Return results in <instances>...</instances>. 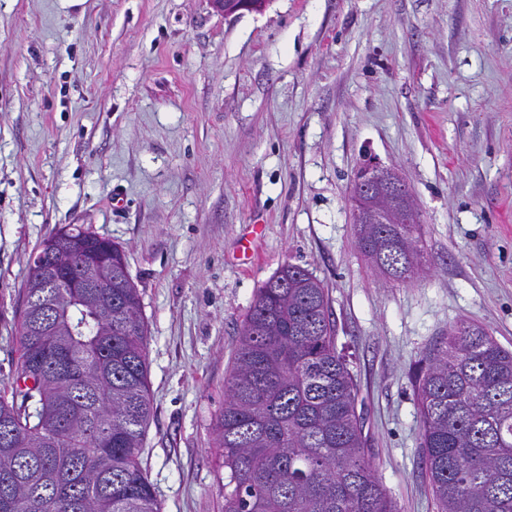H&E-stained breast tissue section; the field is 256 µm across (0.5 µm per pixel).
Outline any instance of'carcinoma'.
<instances>
[{
    "label": "carcinoma",
    "instance_id": "cac0c4a2",
    "mask_svg": "<svg viewBox=\"0 0 512 512\" xmlns=\"http://www.w3.org/2000/svg\"><path fill=\"white\" fill-rule=\"evenodd\" d=\"M417 224H361L358 247L417 258ZM57 254L50 326L37 323L46 271L22 288L20 374L0 393V512H160L141 450L153 406L149 329L126 252L66 224L33 255ZM422 466L440 512H512V352L462 322L418 361ZM224 512H397L368 458L357 388L336 346L328 289L287 263L258 288L239 331L215 424Z\"/></svg>",
    "mask_w": 512,
    "mask_h": 512
}]
</instances>
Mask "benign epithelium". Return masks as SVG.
<instances>
[{
	"label": "benign epithelium",
	"instance_id": "benign-epithelium-1",
	"mask_svg": "<svg viewBox=\"0 0 512 512\" xmlns=\"http://www.w3.org/2000/svg\"><path fill=\"white\" fill-rule=\"evenodd\" d=\"M213 8L226 17L247 12H261L268 0H244L239 5L211 0ZM360 190L352 197V208L358 223L383 222L396 219L401 213L411 214L415 207L401 173L391 167L371 165L359 180Z\"/></svg>",
	"mask_w": 512,
	"mask_h": 512
}]
</instances>
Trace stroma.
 I'll list each match as a JSON object with an SVG mask.
<instances>
[{"label": "stroma", "mask_w": 512, "mask_h": 512, "mask_svg": "<svg viewBox=\"0 0 512 512\" xmlns=\"http://www.w3.org/2000/svg\"><path fill=\"white\" fill-rule=\"evenodd\" d=\"M399 170L424 270L357 245L369 161ZM88 224L141 293L161 512H224L214 424L241 322L281 265L329 291L368 457L437 512L412 376L467 321L512 350V0H0V390L35 247ZM263 234L252 238L254 225ZM241 4L235 6L232 3L224 4V0H211L213 8L224 14V17H232L247 12H261L268 5V0H241Z\"/></svg>", "instance_id": "35a3bbf8"}]
</instances>
